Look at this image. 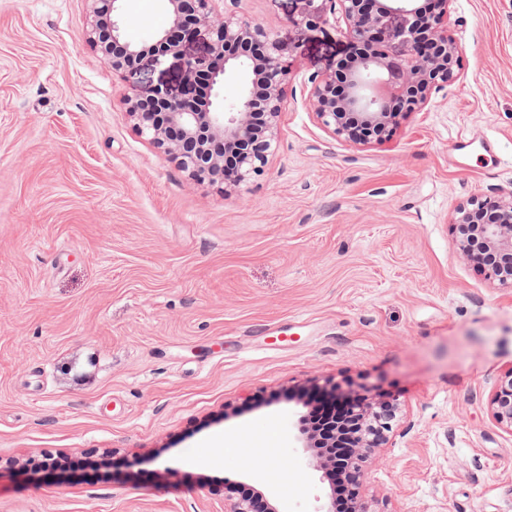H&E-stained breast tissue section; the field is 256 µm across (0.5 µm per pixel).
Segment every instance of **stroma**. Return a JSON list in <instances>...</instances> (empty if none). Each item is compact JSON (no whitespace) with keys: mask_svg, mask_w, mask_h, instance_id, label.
Instances as JSON below:
<instances>
[{"mask_svg":"<svg viewBox=\"0 0 512 512\" xmlns=\"http://www.w3.org/2000/svg\"><path fill=\"white\" fill-rule=\"evenodd\" d=\"M291 72L264 173L193 181L141 135L134 92L181 89L180 60L118 74L91 0H0V512H224L225 479L281 512L332 484L287 456L308 390L390 400L365 512H512V287L458 253L456 209L512 192V0H452L461 78L392 140L335 139L305 102L349 47L303 0H221ZM149 46L165 0H126ZM495 138L499 161L449 150ZM65 458L61 471L35 461ZM492 409L498 420L512 425V375L498 385L492 398Z\"/></svg>","mask_w":512,"mask_h":512,"instance_id":"1","label":"stroma"}]
</instances>
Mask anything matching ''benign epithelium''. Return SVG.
<instances>
[{
	"instance_id": "obj_1",
	"label": "benign epithelium",
	"mask_w": 512,
	"mask_h": 512,
	"mask_svg": "<svg viewBox=\"0 0 512 512\" xmlns=\"http://www.w3.org/2000/svg\"><path fill=\"white\" fill-rule=\"evenodd\" d=\"M91 42L117 73L138 69L143 50L122 23L124 0H93ZM217 0H167L170 28L153 34L158 57H182V44L208 27V52L183 57V89L163 85L126 99L140 133L175 158L196 182L223 191L261 175L277 139L286 107L288 67L279 43L258 24L215 10ZM308 27L337 19L350 46L334 72L308 78L309 111L337 140L354 145L390 139L407 115L425 108L434 94L458 81L462 50L448 30L451 0H307ZM244 75L240 95L224 104V79ZM264 91L256 94L254 86ZM460 253L485 277L512 287V194L484 196L461 206L451 223ZM494 416L512 424V375L493 398ZM390 401L353 400L343 422L333 425L325 462L361 473L363 450L389 441ZM296 440L316 447V433L298 420ZM349 449L338 457L332 448Z\"/></svg>"
}]
</instances>
